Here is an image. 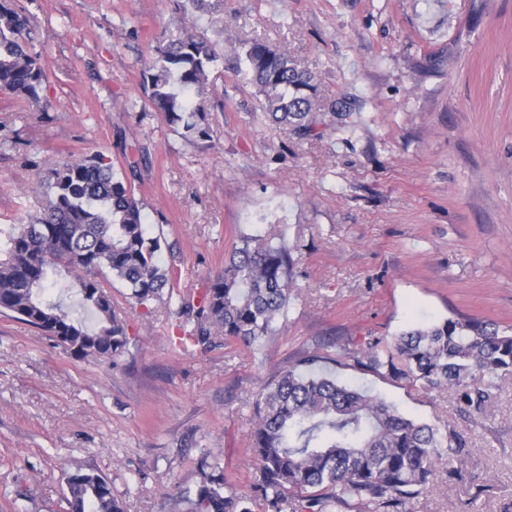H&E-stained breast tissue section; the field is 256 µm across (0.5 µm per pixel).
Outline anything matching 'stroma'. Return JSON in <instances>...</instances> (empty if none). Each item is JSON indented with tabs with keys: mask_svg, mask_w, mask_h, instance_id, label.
<instances>
[{
	"mask_svg": "<svg viewBox=\"0 0 512 512\" xmlns=\"http://www.w3.org/2000/svg\"><path fill=\"white\" fill-rule=\"evenodd\" d=\"M20 3L49 80L37 102L0 92V228L36 214L49 169L101 153L118 170L138 162L136 196L182 295L244 236L283 237L298 264L285 319L253 348L173 350L169 300L141 305L118 283L131 344L111 361L0 315V512H69L78 470L104 476L125 512H190L177 498L204 457L249 492L256 394L309 351L465 437V480L439 477L411 512L469 498L474 512H512V377L464 416L451 389L334 361L335 340L357 350L417 322L512 328V0H224L195 21L173 0ZM193 22L221 56L203 143L145 106L141 87L160 34ZM253 38L287 49L321 99L350 102L351 127L299 139L274 125L240 74ZM432 54L443 64L428 66Z\"/></svg>",
	"mask_w": 512,
	"mask_h": 512,
	"instance_id": "1",
	"label": "stroma"
}]
</instances>
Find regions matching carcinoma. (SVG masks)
I'll use <instances>...</instances> for the list:
<instances>
[{
	"label": "carcinoma",
	"mask_w": 512,
	"mask_h": 512,
	"mask_svg": "<svg viewBox=\"0 0 512 512\" xmlns=\"http://www.w3.org/2000/svg\"><path fill=\"white\" fill-rule=\"evenodd\" d=\"M180 11L211 14L221 0H174ZM31 21L18 0H0V91L39 100L47 81L41 56L28 47ZM245 78L261 109L299 138L317 135L325 111L340 123L351 112L341 102L320 103L312 77L288 51L254 39L243 47ZM204 31L186 30L160 43L143 70L149 106L183 136L210 137L207 72L219 61ZM41 210L28 224L0 229V314L21 320L57 345L107 360L130 343L128 325L105 290L106 275L139 303L173 288L174 270L160 264V237L149 235L131 179L117 176L101 153L52 169ZM293 248L282 238L243 237L224 269L209 277L198 300L174 311L175 345L206 349L216 336L247 348L273 335L295 288ZM74 274L88 328L47 298L57 269ZM354 366L383 379L450 388L466 412H478L496 383L512 376V333L474 317H449L404 330L387 344L376 337L351 351ZM323 357H303L258 393L251 453V494L233 490L203 457L193 491L179 496L196 512H333L353 501L359 512H408V504L435 484L439 473L463 479L466 442L456 429L418 421L386 399L318 371ZM481 378L482 384L472 380ZM69 512H124L106 478L77 471L67 476Z\"/></svg>",
	"instance_id": "carcinoma-1"
}]
</instances>
